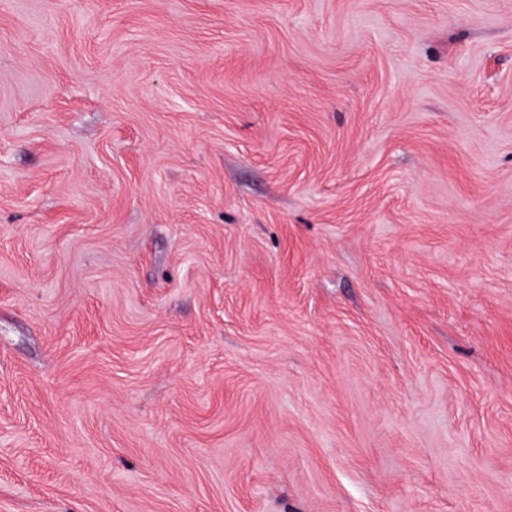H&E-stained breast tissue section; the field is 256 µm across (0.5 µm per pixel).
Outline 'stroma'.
Segmentation results:
<instances>
[{
    "label": "stroma",
    "mask_w": 512,
    "mask_h": 512,
    "mask_svg": "<svg viewBox=\"0 0 512 512\" xmlns=\"http://www.w3.org/2000/svg\"><path fill=\"white\" fill-rule=\"evenodd\" d=\"M0 512H512V0H0Z\"/></svg>",
    "instance_id": "obj_1"
}]
</instances>
